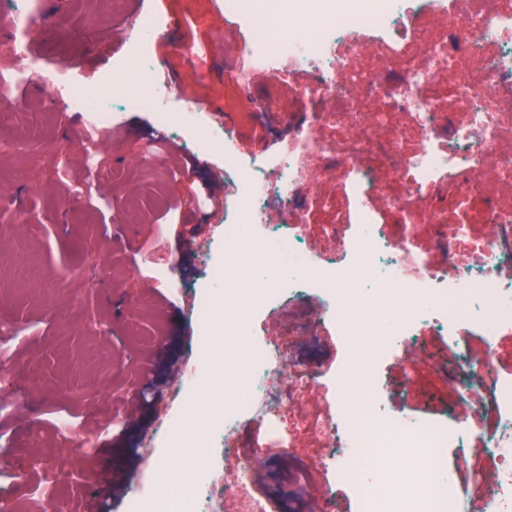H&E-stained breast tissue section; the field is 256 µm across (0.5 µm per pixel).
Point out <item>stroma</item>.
I'll use <instances>...</instances> for the list:
<instances>
[{
    "mask_svg": "<svg viewBox=\"0 0 512 512\" xmlns=\"http://www.w3.org/2000/svg\"><path fill=\"white\" fill-rule=\"evenodd\" d=\"M57 23L36 35L33 47L44 62L67 61L77 80L104 90L117 115L107 146L93 165L80 154L85 119L53 105L47 92L6 83L0 99V140H17L18 153L0 155V331L6 353L0 354V399L10 402L0 413V451H15L28 460V494L16 491L11 466L0 465V495L16 502V512H84L96 479L107 471L125 473V498L110 512H127L133 495L151 497L152 472L169 476L178 463L171 447L155 440L143 452L141 440L155 427L157 412L185 417L175 398V377L187 364L192 334L183 298L186 292H213L211 269L224 261V213L203 204V184H223L224 161L217 153L182 147L195 161L192 176L174 175L144 147L156 136L152 113L120 106L132 78L121 65L137 39L135 19L161 17L171 22L166 35L155 36L151 53L159 73L180 74L170 88L173 108L194 105L193 125L216 123V109L233 113L245 154L265 152L288 131L289 114L312 116L318 99L300 94L301 78L256 73L243 88L229 56L243 46L239 35L225 36L224 14L212 0H47ZM265 106L264 122L247 113ZM346 171L331 163L320 176L326 209L305 213L307 244L312 254L335 246L328 234L352 208L345 188ZM178 206L186 225H204L193 247V269L181 275L174 263L177 243L158 239L155 225L161 203ZM379 223L394 234L410 232L416 250L442 261L428 203L411 225L371 200ZM312 299L291 309H277L259 322L257 331L288 355L291 376L316 368L331 375L347 354L331 323L313 328ZM458 349L428 325H420L417 344L406 359L386 362L379 383L392 412L436 423L449 411L466 417L456 383ZM155 382L156 399L139 427H130L124 407L144 384ZM299 412L284 415L282 425L295 436L297 451L281 452L279 439L258 420L242 434L240 445L261 448L253 481L279 512H315L329 502L332 512H352L345 489L327 485L314 462L322 452L311 427L322 412L319 389L298 391ZM496 416L477 423L466 462L448 449L445 463L455 483L464 484L470 512H483L484 487L499 464L485 451ZM52 467H43V459Z\"/></svg>",
    "mask_w": 512,
    "mask_h": 512,
    "instance_id": "35a3bbf8",
    "label": "stroma"
}]
</instances>
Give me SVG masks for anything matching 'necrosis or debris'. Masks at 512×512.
I'll return each mask as SVG.
<instances>
[{
  "label": "necrosis or debris",
  "mask_w": 512,
  "mask_h": 512,
  "mask_svg": "<svg viewBox=\"0 0 512 512\" xmlns=\"http://www.w3.org/2000/svg\"><path fill=\"white\" fill-rule=\"evenodd\" d=\"M38 0H0L13 19L6 44L10 56H24L15 78L24 85L50 91L63 110L86 118V152L112 127L113 114L97 88L78 84L65 66H46L26 49L37 31ZM229 29L249 30L247 50L236 66L244 80L257 70L283 68L304 73L302 94H314L325 109L314 122L289 125V142L276 155L241 154L236 133L216 138L202 129L191 147L224 154V207L243 223L224 225V344L231 362L225 377L236 384L224 405V453L238 459L235 470L215 481L216 467L206 449L211 441L161 419L157 433L178 448H200L201 476L178 481L163 492L165 512H277L276 502L252 492L251 457L234 446L241 431L255 420L280 430L281 415L293 411L295 398L273 384L288 373V358L279 346L255 339L253 319L272 305L308 296L321 301V315L331 320L348 342V356L336 374L337 386L357 379L372 385L368 369L401 358L416 342L420 323L453 336L473 324L486 338L512 325V211L497 215L465 257L456 246L469 231L466 224L441 222L440 209L431 220L447 262L436 264L411 247L407 237L361 209L370 195H384L404 221H412L420 198L450 199L459 209L479 197L492 201L502 181L512 180V156L501 146L512 141V8L503 0H355L336 10L332 0H223ZM378 49V62L361 69L355 58L364 41ZM452 90L454 116L436 129L435 113L444 90ZM166 86L144 83L126 94L129 110L153 113L157 123L177 131L187 112L164 107ZM373 109L355 108L357 98ZM395 110L412 113L408 137L420 146L405 153L400 140L382 141L379 131ZM347 121L342 140L326 136L338 121ZM356 174L350 191L359 207L353 216V245L338 243L335 252L311 257L304 242L302 219L275 221V212L306 208L317 199L315 182L330 159ZM405 183L404 191H388V178ZM371 284L372 296L360 301L353 282ZM376 327L368 354L353 347L361 324ZM466 373L467 394L486 392L493 399L499 427L487 449L500 463L496 481L485 489V512H512V378L501 377L491 359H475L468 345L458 350ZM326 450L322 460L336 484L347 487L358 512H387V486L370 481L367 460L399 448L422 464L425 479L407 498L408 512H462L463 496L445 469L447 449L465 454L471 428L459 419L416 423L397 416L381 393L349 401L337 395L312 428Z\"/></svg>",
  "instance_id": "necrosis-or-debris-1"
}]
</instances>
